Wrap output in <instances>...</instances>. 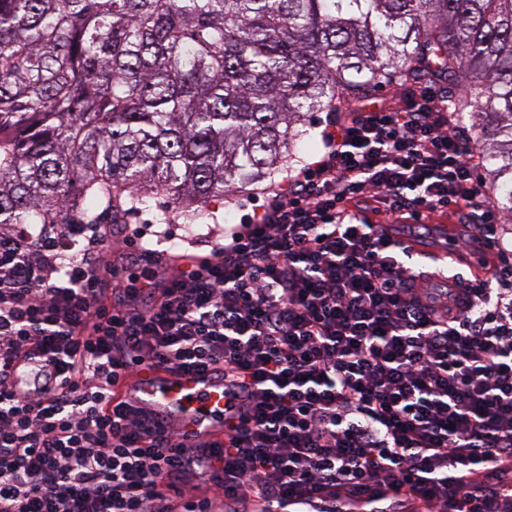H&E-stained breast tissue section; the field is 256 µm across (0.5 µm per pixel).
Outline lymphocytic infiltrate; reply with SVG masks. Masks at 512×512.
Returning <instances> with one entry per match:
<instances>
[{"instance_id":"1","label":"lymphocytic infiltrate","mask_w":512,"mask_h":512,"mask_svg":"<svg viewBox=\"0 0 512 512\" xmlns=\"http://www.w3.org/2000/svg\"><path fill=\"white\" fill-rule=\"evenodd\" d=\"M429 85L333 124L325 152L211 254L122 276L99 224L0 237V512H512V241ZM468 214L486 274L441 287L384 225ZM224 377L188 443L116 387ZM207 476V490L190 477Z\"/></svg>"}]
</instances>
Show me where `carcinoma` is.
Returning a JSON list of instances; mask_svg holds the SVG:
<instances>
[{
  "label": "carcinoma",
  "mask_w": 512,
  "mask_h": 512,
  "mask_svg": "<svg viewBox=\"0 0 512 512\" xmlns=\"http://www.w3.org/2000/svg\"><path fill=\"white\" fill-rule=\"evenodd\" d=\"M446 82L512 224V0H0V226L187 219L286 161L306 114Z\"/></svg>",
  "instance_id": "1"
}]
</instances>
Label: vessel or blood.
Segmentation results:
<instances>
[{
  "mask_svg": "<svg viewBox=\"0 0 512 512\" xmlns=\"http://www.w3.org/2000/svg\"><path fill=\"white\" fill-rule=\"evenodd\" d=\"M412 254L439 269L463 261L471 272L481 269L480 251L459 256L454 245L432 247L412 244ZM125 400L173 419L182 434L192 441H215L224 435V381L206 372L170 375L143 367L125 386Z\"/></svg>",
  "mask_w": 512,
  "mask_h": 512,
  "instance_id": "vessel-or-blood-1",
  "label": "vessel or blood"
}]
</instances>
